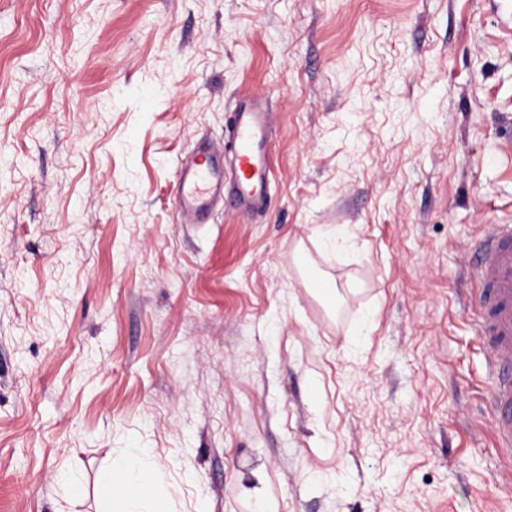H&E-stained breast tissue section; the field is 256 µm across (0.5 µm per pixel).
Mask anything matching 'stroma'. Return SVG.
I'll return each instance as SVG.
<instances>
[{"label": "stroma", "mask_w": 512, "mask_h": 512, "mask_svg": "<svg viewBox=\"0 0 512 512\" xmlns=\"http://www.w3.org/2000/svg\"><path fill=\"white\" fill-rule=\"evenodd\" d=\"M255 93L266 214L179 223L177 159ZM489 224L512 0H0V512H105L128 448L173 512H512ZM469 263L470 310L489 370L487 390L498 447L512 455V224H489Z\"/></svg>", "instance_id": "35a3bbf8"}]
</instances>
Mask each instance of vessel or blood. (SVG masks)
Segmentation results:
<instances>
[{
  "label": "vessel or blood",
  "mask_w": 512,
  "mask_h": 512,
  "mask_svg": "<svg viewBox=\"0 0 512 512\" xmlns=\"http://www.w3.org/2000/svg\"><path fill=\"white\" fill-rule=\"evenodd\" d=\"M271 114L264 97L239 99L223 145L200 143L175 174L174 207L184 224H200L216 206L245 215L270 199ZM470 310L489 370L487 390L498 447L512 455V224H492L473 245Z\"/></svg>",
  "instance_id": "1"
}]
</instances>
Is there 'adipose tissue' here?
<instances>
[{
  "label": "adipose tissue",
  "mask_w": 512,
  "mask_h": 512,
  "mask_svg": "<svg viewBox=\"0 0 512 512\" xmlns=\"http://www.w3.org/2000/svg\"><path fill=\"white\" fill-rule=\"evenodd\" d=\"M163 484L164 471L151 450L134 448L102 473L99 490L106 512H163Z\"/></svg>",
  "instance_id": "adipose-tissue-1"
}]
</instances>
